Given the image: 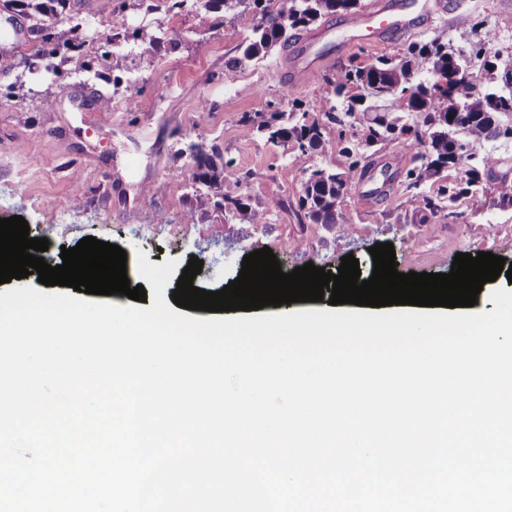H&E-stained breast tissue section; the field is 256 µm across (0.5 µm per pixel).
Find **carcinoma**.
Listing matches in <instances>:
<instances>
[{"instance_id":"1","label":"carcinoma","mask_w":512,"mask_h":512,"mask_svg":"<svg viewBox=\"0 0 512 512\" xmlns=\"http://www.w3.org/2000/svg\"><path fill=\"white\" fill-rule=\"evenodd\" d=\"M69 0H11L12 9L28 21V33L39 42L29 59L22 60L23 72L40 79L56 81L64 77L62 65L78 56L90 72L112 73V85L122 84L128 72L131 52L122 46L133 43L140 55L154 54L162 38L142 27L130 28L126 20L110 22L90 30L83 24L60 28L52 22L57 7ZM250 11L254 17L251 33L241 45L242 56L229 62L239 66L265 56L272 48L282 49L302 31L319 20L341 15L355 17L363 12L362 0H205L204 12L198 14L199 25L211 30L224 25L228 13ZM448 30H440L427 43H412L402 54L381 58L365 66L331 71L325 82L336 97L347 96L346 111L338 103L325 99L319 109L326 124L309 123L306 113L283 112L279 108L240 119L241 134L249 138L256 133L275 146L306 154L332 151L334 143L324 135L325 125L336 126L337 139L346 141L352 129L351 119L358 117V148L395 143L412 158V166L399 172L407 202L417 205L427 221L442 211L455 215L453 208L460 198L482 184V178L494 182L493 203L501 209L512 207V181L492 178L503 163L495 148L487 143L512 142V65L498 64V53L490 47L489 36H481L467 50L448 47ZM484 58L483 73L439 91L436 74L466 70L470 60ZM0 100L24 106L29 102L25 84L15 82L0 88ZM348 150L352 161L339 173L315 169L303 183L299 206L314 224H324L342 234L348 227L338 222V207L356 178L370 168L368 157ZM196 164L195 180L207 186L224 202L241 212L250 224H265L279 202L256 207L244 197L223 195L224 183H241L246 176L232 162H217L218 148L206 151L199 144L189 146ZM453 169L458 179L436 184L445 169Z\"/></svg>"}]
</instances>
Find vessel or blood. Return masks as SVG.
Wrapping results in <instances>:
<instances>
[{"label":"vessel or blood","mask_w":512,"mask_h":512,"mask_svg":"<svg viewBox=\"0 0 512 512\" xmlns=\"http://www.w3.org/2000/svg\"><path fill=\"white\" fill-rule=\"evenodd\" d=\"M448 8L447 0H376L360 16L303 37L291 53L288 82L299 84L337 54L402 35Z\"/></svg>","instance_id":"1"}]
</instances>
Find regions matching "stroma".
Listing matches in <instances>:
<instances>
[{"label": "stroma", "instance_id": "obj_1", "mask_svg": "<svg viewBox=\"0 0 512 512\" xmlns=\"http://www.w3.org/2000/svg\"><path fill=\"white\" fill-rule=\"evenodd\" d=\"M121 2L72 0L56 22L69 25L74 11L87 23L123 17L129 25L177 36L178 49L131 55L130 80L115 89L107 107L90 98L91 92L106 90L103 78L84 72L77 58L65 64L51 106L0 101V218L24 217L30 237L48 239L43 254L48 264L59 262L62 247L92 236L120 246L131 264L140 251L154 265L174 260L184 267L198 257L203 268L193 284L213 292L238 277L245 255L265 247L289 272L310 262L335 271L350 254L365 280L373 271L370 247L385 242L393 244L397 270L406 274L450 272L459 253L490 252L512 263V209L493 206L487 181L457 203L456 217L443 212L425 222L405 204L401 182H394L388 195L362 199V192L381 185L377 177L348 189L338 208L351 233L342 236L310 223L299 207L307 174L317 168L343 171L346 154L339 149L287 154L262 135L242 137L239 121L244 114L268 111L273 102L285 112L300 104L308 120L320 119V102L333 95L323 74L289 85L283 49L228 68L251 31L252 14L206 31L193 6L173 11L169 0H146L145 8L124 10ZM467 12L492 32L494 50L512 53V0H468ZM443 28L454 49L468 48L477 38L441 13L408 33L349 50L330 68L397 56ZM192 143L219 146L224 160L245 174L242 184H225V196L280 201L267 223L250 224L217 208L213 193L194 178L196 165L187 151ZM190 207L195 217L189 222Z\"/></svg>", "mask_w": 512, "mask_h": 512}]
</instances>
